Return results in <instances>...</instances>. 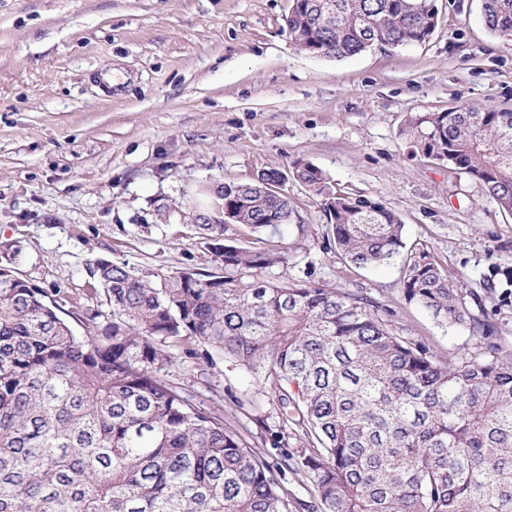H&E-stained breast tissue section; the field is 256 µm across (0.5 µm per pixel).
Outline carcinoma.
Listing matches in <instances>:
<instances>
[{
	"mask_svg": "<svg viewBox=\"0 0 512 512\" xmlns=\"http://www.w3.org/2000/svg\"><path fill=\"white\" fill-rule=\"evenodd\" d=\"M335 2L331 23L322 0H291L297 52L350 58L422 44L437 25L433 0ZM482 15L511 46L512 0H482ZM401 134L512 216L511 110L419 113ZM288 178L318 199L348 266L407 249L404 302L477 334V350L438 356L397 334L381 303L288 277V248L271 240L294 218L288 194L226 180L181 210L219 270L153 280L99 261L91 276L111 311L79 332L46 291L0 275V512H512V343L480 295L468 296L476 315L427 245L406 247L384 201L336 188L311 162ZM224 208L238 223H205ZM482 287L512 303V258L491 263ZM185 344L223 353L275 398L273 458L167 382ZM290 475L310 500L288 492Z\"/></svg>",
	"mask_w": 512,
	"mask_h": 512,
	"instance_id": "carcinoma-1",
	"label": "carcinoma"
}]
</instances>
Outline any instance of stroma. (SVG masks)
I'll return each mask as SVG.
<instances>
[{"label": "stroma", "mask_w": 512, "mask_h": 512, "mask_svg": "<svg viewBox=\"0 0 512 512\" xmlns=\"http://www.w3.org/2000/svg\"><path fill=\"white\" fill-rule=\"evenodd\" d=\"M435 5L425 43L335 60L297 53L290 0H0V265L67 314L109 313L96 261L159 277L214 270L181 220L188 194L304 161L382 199L407 242L477 287L493 259L512 257V217L400 130L413 113L512 109V47L486 28L481 0ZM286 190L298 216L284 231L290 276L385 304L397 333L434 352L474 351L468 330L404 303L402 258L349 267L324 247L312 192ZM164 377L272 453L277 406L234 362L181 347Z\"/></svg>", "instance_id": "stroma-1"}]
</instances>
